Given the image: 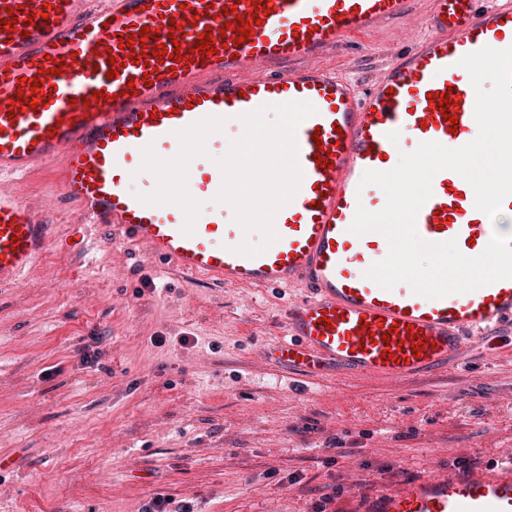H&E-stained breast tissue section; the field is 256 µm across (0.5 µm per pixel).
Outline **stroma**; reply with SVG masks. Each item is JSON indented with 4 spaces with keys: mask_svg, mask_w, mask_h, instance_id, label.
Wrapping results in <instances>:
<instances>
[{
    "mask_svg": "<svg viewBox=\"0 0 512 512\" xmlns=\"http://www.w3.org/2000/svg\"><path fill=\"white\" fill-rule=\"evenodd\" d=\"M410 28L320 63L367 87ZM79 219L52 211L46 253L0 288V512H142L158 495L336 512L512 447V335L400 384L329 371L303 386L263 353L301 290L209 285L108 228L74 251Z\"/></svg>",
    "mask_w": 512,
    "mask_h": 512,
    "instance_id": "35a3bbf8",
    "label": "stroma"
}]
</instances>
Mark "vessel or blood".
Returning a JSON list of instances; mask_svg holds the SVG:
<instances>
[{"mask_svg":"<svg viewBox=\"0 0 512 512\" xmlns=\"http://www.w3.org/2000/svg\"><path fill=\"white\" fill-rule=\"evenodd\" d=\"M412 2L261 0L263 22L243 42L231 24L251 20L252 0H0V20L21 5L35 15L32 27L0 31V175L43 171L57 190L37 208L0 189V287L18 283L46 251L48 215L70 201L82 223L148 244L162 263L208 284L302 289L264 355L310 378L331 369L398 381L448 369L470 343L512 334V278L440 299L405 283L385 290L365 273L387 256V240L350 230L357 207H383L358 191L366 170L393 169L405 140L456 148L475 128V90L460 59L485 46L512 47V0H432L415 47L367 88L316 65L326 51L408 17ZM230 6L234 14L224 15ZM145 26L156 31L148 49L164 46L165 58L121 47V36ZM207 31L219 50L205 56L196 41ZM177 47L192 50V60L174 61ZM36 76L43 82L34 91ZM436 93L459 102L456 132L429 102ZM290 101L310 102L317 113L296 131L303 179L276 215L279 239L265 253H236L244 234L232 208L214 201L218 167L189 166V192L207 203L192 235L182 232L179 207L137 200L131 183L145 145L170 158L179 150L176 130L210 115L238 130L240 115ZM320 147L328 152L322 163L314 159ZM416 227L429 243L456 240L468 257L481 255L494 232L471 185L450 170L434 176ZM390 325L398 333L382 341ZM413 328L429 342L417 355ZM350 504V512H512V448L491 464L437 469Z\"/></svg>","mask_w":512,"mask_h":512,"instance_id":"vessel-or-blood-1","label":"vessel or blood"}]
</instances>
